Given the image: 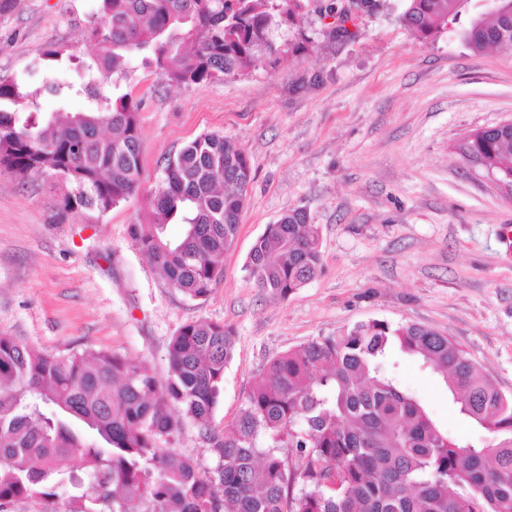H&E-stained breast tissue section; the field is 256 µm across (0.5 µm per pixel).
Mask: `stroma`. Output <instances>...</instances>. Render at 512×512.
Here are the masks:
<instances>
[{
	"label": "stroma",
	"mask_w": 512,
	"mask_h": 512,
	"mask_svg": "<svg viewBox=\"0 0 512 512\" xmlns=\"http://www.w3.org/2000/svg\"><path fill=\"white\" fill-rule=\"evenodd\" d=\"M94 0H21L0 15V76L36 85L48 44L89 59ZM405 0H371L350 35L309 14L308 53L261 60L244 77L204 87L167 86L134 62L107 96L141 102L146 187L167 158L219 132L249 155L252 181L224 277L208 296L170 288L135 243L144 197L107 213L59 216L51 181L0 174V335L38 352L105 350L167 372V347L183 325H229L235 349L212 416L223 429L255 377L308 340L369 320L415 323L459 344L512 395V257L499 241L512 198L475 177L457 151L471 132L512 119V55L477 53L468 15L422 41L401 22ZM294 207L319 227L321 275L288 299L262 293L245 264L267 225ZM403 384L460 443L482 432L444 382L393 350ZM198 471L218 458L193 423L172 444Z\"/></svg>",
	"instance_id": "35a3bbf8"
}]
</instances>
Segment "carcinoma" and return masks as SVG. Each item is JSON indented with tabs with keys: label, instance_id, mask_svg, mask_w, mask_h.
<instances>
[{
	"label": "carcinoma",
	"instance_id": "1",
	"mask_svg": "<svg viewBox=\"0 0 512 512\" xmlns=\"http://www.w3.org/2000/svg\"><path fill=\"white\" fill-rule=\"evenodd\" d=\"M310 0H96L87 36L97 48L89 78L69 86L84 100L26 117L32 93L0 77V168L62 186L59 210L105 213L143 183L139 105L100 87L134 59L171 86H203L249 74L265 56L303 55L304 37L278 33L303 23ZM462 0H406L404 26L430 39L457 23ZM333 33L354 19L336 0L319 10ZM477 51L512 53V16L471 20ZM43 52L36 92L64 88ZM501 175L512 174V127L476 131L460 145ZM249 157L216 132L167 160L151 193L152 222L134 239L171 288L208 295L239 229ZM179 221L181 232L169 235ZM245 269L255 286L286 299L322 272L318 225L294 208L256 240ZM234 330L183 325L168 345V376L103 350L48 355L0 335V512L17 499L76 488L69 512H512V396L454 341L423 325L373 320L304 343L268 364L235 420L211 425ZM441 375L459 412L484 431L461 445L388 369L394 348ZM194 422L219 458L216 475L161 442ZM74 462L73 469L59 465Z\"/></svg>",
	"mask_w": 512,
	"mask_h": 512
}]
</instances>
